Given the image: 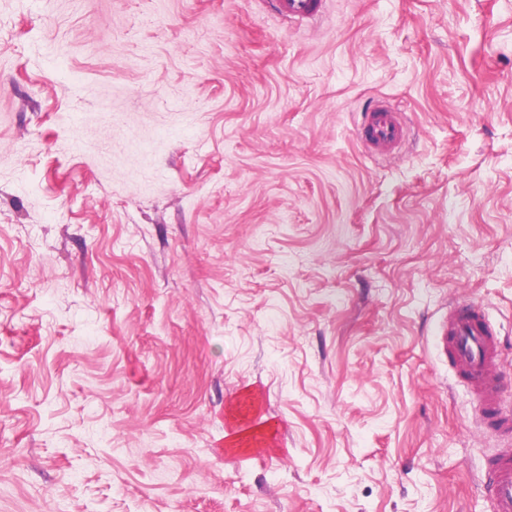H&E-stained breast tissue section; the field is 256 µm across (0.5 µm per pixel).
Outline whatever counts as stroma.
<instances>
[{
    "mask_svg": "<svg viewBox=\"0 0 512 512\" xmlns=\"http://www.w3.org/2000/svg\"><path fill=\"white\" fill-rule=\"evenodd\" d=\"M457 297L512 412V0H0V512H491ZM277 15L290 21H315L325 9L326 0H270ZM359 124V143L365 148L389 150L406 139L401 113L389 104L373 106L363 113Z\"/></svg>",
    "mask_w": 512,
    "mask_h": 512,
    "instance_id": "stroma-1",
    "label": "stroma"
}]
</instances>
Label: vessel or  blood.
<instances>
[{
	"instance_id": "obj_1",
	"label": "vessel or blood",
	"mask_w": 512,
	"mask_h": 512,
	"mask_svg": "<svg viewBox=\"0 0 512 512\" xmlns=\"http://www.w3.org/2000/svg\"><path fill=\"white\" fill-rule=\"evenodd\" d=\"M271 2L280 18L302 22L319 19L326 0ZM405 139L406 127L396 108L382 104L364 112L358 136L363 147L389 150ZM439 333L445 338L449 363L465 376L481 403V428L499 442L496 465L487 478L494 512H512V442L507 439L512 422L502 412L495 381L499 338L487 322L484 307L472 303L453 308Z\"/></svg>"
}]
</instances>
